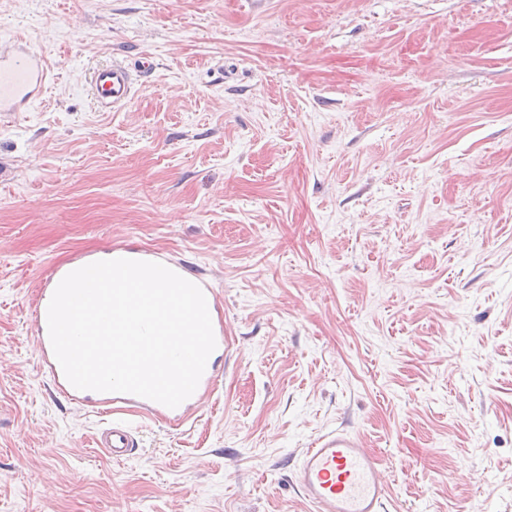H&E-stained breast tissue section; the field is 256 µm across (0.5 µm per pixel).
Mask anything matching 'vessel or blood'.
<instances>
[{
    "instance_id": "b4317fda",
    "label": "vessel or blood",
    "mask_w": 512,
    "mask_h": 512,
    "mask_svg": "<svg viewBox=\"0 0 512 512\" xmlns=\"http://www.w3.org/2000/svg\"><path fill=\"white\" fill-rule=\"evenodd\" d=\"M52 79L45 57L21 39H0V114L27 111L42 97ZM94 101L101 110H115L132 98L133 82L129 70L115 64L95 70L91 75ZM203 290L217 346L215 356L224 348V298L212 282L195 277ZM48 304L35 302L32 310L38 340V365L51 383L54 393L79 404L91 405L108 421L96 438V446L110 458H128L137 446L133 417L144 415L169 422L191 419L198 404L215 391L217 374L214 363L206 369L195 392L178 407L132 394L96 392L74 388L66 379L48 334ZM293 479L313 512H383L388 497V481L381 457L368 448L359 434L336 429L320 435L304 449L293 471Z\"/></svg>"
}]
</instances>
